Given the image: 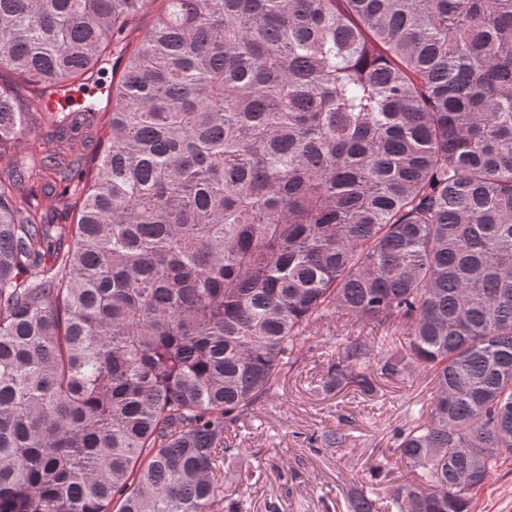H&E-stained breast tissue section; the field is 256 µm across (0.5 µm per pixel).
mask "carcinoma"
Returning a JSON list of instances; mask_svg holds the SVG:
<instances>
[{
    "instance_id": "carcinoma-1",
    "label": "carcinoma",
    "mask_w": 512,
    "mask_h": 512,
    "mask_svg": "<svg viewBox=\"0 0 512 512\" xmlns=\"http://www.w3.org/2000/svg\"><path fill=\"white\" fill-rule=\"evenodd\" d=\"M2 71L0 512H246L224 430L343 315L399 348L326 390L434 384L389 508L470 512L512 456V0H0Z\"/></svg>"
}]
</instances>
